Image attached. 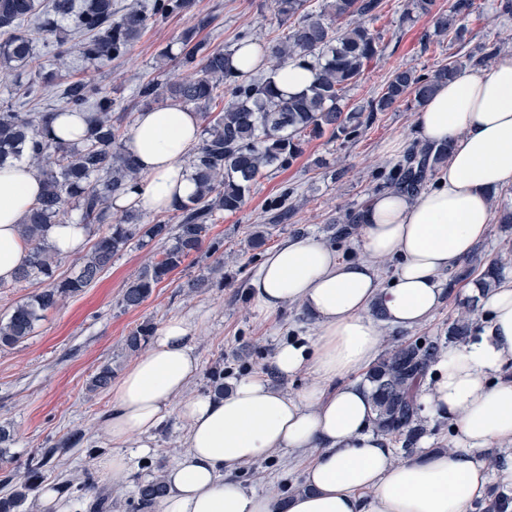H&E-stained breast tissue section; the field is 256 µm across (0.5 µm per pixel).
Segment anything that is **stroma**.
<instances>
[{"mask_svg": "<svg viewBox=\"0 0 512 512\" xmlns=\"http://www.w3.org/2000/svg\"><path fill=\"white\" fill-rule=\"evenodd\" d=\"M191 12L153 24L122 58L102 69H93L71 51L64 77L35 101L22 97L21 85L27 75L0 83V107L18 112H43L58 103L57 91L70 81L92 78L116 101L123 132H130L137 109L134 94L139 84L153 76L157 54L176 45L181 34L194 27L200 17H211L201 35L213 45L234 49L240 33H248L259 48H267L283 33L272 0H194ZM404 0H388L384 15L372 22L383 36L382 51L371 62L364 78L346 94L350 108L366 105L380 91L390 74L399 68L430 72L447 63L455 48L437 42L430 18L405 22L401 19ZM497 0H475L476 9L467 26L475 41L512 44V19L498 16ZM416 106H399L377 113L357 139H312L302 155L287 168L265 173L253 186L242 208L217 218L210 234L224 241V281L191 293L186 284L200 268L182 265L154 289L134 310L123 309L121 295L130 280L157 251L156 246L131 245L116 256L111 267L88 288L68 297L62 306L48 313L35 333L12 349H0V424L10 426L13 440L6 450L15 465L25 464L60 440L70 430L84 429L88 441L80 448L57 454L45 473L49 483L60 484L67 498L74 488L92 482L95 489L112 494V512H136L135 491L139 483L167 470L185 453L184 424L171 413L155 434L152 448L134 454L132 472L120 487H113L99 467L115 448L99 423L108 411L110 391L91 393L87 383L95 369L111 363L115 375H122L136 357L125 348V338L137 325H160L169 318L192 314L202 319L195 339L201 370L191 392L210 389L208 371L223 363L225 384L248 376L268 373L277 345L290 337H312L315 326L295 305L274 313L259 312L248 294V286L267 253L283 240L313 236L334 248L340 258L356 259L360 233L338 236L335 221L347 211L362 206L373 194L387 190L389 175L400 154L388 145L400 140L404 147L417 141ZM292 190L291 211L286 220L272 221V209L285 190ZM263 231L265 243L249 247L254 231ZM470 297L450 295L432 320L415 330H385L383 349L414 340H444L448 326L461 315H473ZM474 317V315H473ZM474 317V328H482ZM238 480L259 493L285 496L301 487L302 466L283 452L272 451L258 463L240 467Z\"/></svg>", "mask_w": 512, "mask_h": 512, "instance_id": "35a3bbf8", "label": "stroma"}]
</instances>
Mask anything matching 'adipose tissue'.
<instances>
[{
    "label": "adipose tissue",
    "instance_id": "ef3b65f1",
    "mask_svg": "<svg viewBox=\"0 0 512 512\" xmlns=\"http://www.w3.org/2000/svg\"><path fill=\"white\" fill-rule=\"evenodd\" d=\"M200 132L199 114L176 101L138 112L127 148L141 179L114 198L113 212L160 213L192 196L183 157ZM416 132L448 147L438 184L415 196L372 195L362 209L361 258L340 259L314 237L291 238L267 254L249 283L260 312L294 304L313 321V339L281 343L271 370L282 378L308 370L314 383L293 395L251 376L221 397L190 393L200 371L198 325L167 320L112 387L101 428L118 452L100 463L110 480L129 476L122 447H148L176 400L187 451L167 472L159 512H471L492 481L512 486V280L481 296L483 333L444 351L420 387L423 406L453 426L451 448L398 457L373 428L376 412L362 382L383 327L412 330L432 318L446 300L440 274L460 268L486 240L492 201L512 188V55L440 84L417 112ZM40 192L28 165L0 168L1 281H14L26 262L19 222ZM392 256L398 264L386 285L380 262ZM275 449L310 458L305 490L285 499L234 476Z\"/></svg>",
    "mask_w": 512,
    "mask_h": 512
}]
</instances>
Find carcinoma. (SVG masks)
<instances>
[{
    "label": "carcinoma",
    "instance_id": "1",
    "mask_svg": "<svg viewBox=\"0 0 512 512\" xmlns=\"http://www.w3.org/2000/svg\"><path fill=\"white\" fill-rule=\"evenodd\" d=\"M193 0H139L120 15L112 12V0H51L48 7L39 0H0V80L4 75L27 69L35 62L32 32L45 42L56 40L57 60L64 65L72 35L80 37L78 48L91 64H105L124 56L148 26L160 19L177 16L192 7ZM310 0H274L286 33L269 47L276 60L274 69L286 64L309 67L311 84L292 96L283 94L274 82L244 79L231 65L233 51L214 47L192 32L179 38V51L164 49L157 55L154 70L158 77L139 85L136 97L143 108H159L169 100L179 101L202 115L207 124L203 136L188 154L187 168L196 185L191 201L177 202L172 211L177 224L143 223V215L125 211L113 218L112 197L135 187L140 172L123 144L120 126L112 116L115 100L92 80L65 85L60 106L51 112H15L0 108V165L8 160L24 161L36 170L41 192L20 224L29 245L27 263L16 282L38 280L42 290L16 305L0 319V348L24 342L44 319L74 293L90 286L112 264V258L138 240L157 243L162 251L143 267L122 294L121 306L137 308L153 289L178 269L189 257L214 255L224 241L207 238L218 215L241 209L262 171L289 167L302 154L305 140L325 133L351 139L366 127L377 112H388L401 103L422 105L435 86L461 70L462 62L450 61L428 74L412 68L395 70L367 106L346 111L341 106L347 91L360 82L365 67L381 52L382 35L366 25L378 18L384 0H324L320 9L309 8ZM474 0H449L448 9L437 0H406L402 20L419 15L434 18V33L449 39L464 52V58L483 64L495 57L499 47L472 43L465 21ZM73 20V29L60 30V21ZM193 69L190 76L164 78L169 62ZM54 74L29 82L22 95L35 99L42 95ZM231 100L217 114L209 112L219 94ZM85 112L88 132L79 142H62L51 136L58 114ZM448 158V148L424 145L409 151L393 169L389 186L419 192L427 186L436 167ZM75 211L79 223L89 228H106L76 270L65 278L56 276L54 252L45 239L47 227L60 224ZM502 261L489 262L481 274L484 287L498 282ZM223 265L206 267V273L188 282L196 291L208 287L221 274ZM153 326L145 323L126 337V348L134 353L148 341ZM472 335L471 323L456 320L448 325V340L463 342ZM437 341H415L387 352L369 372L376 410L375 428L401 444L404 454L412 453L424 428L417 399L419 382L440 356ZM112 383V366L101 365L89 382L92 392ZM85 433L76 430L54 446L31 458L25 470L4 468V486L11 491L0 497V512H20L29 493L43 479L44 467L63 448L82 445ZM165 479L154 477L138 485L140 509L156 507L166 495ZM477 512H512V498L491 494L477 505Z\"/></svg>",
    "mask_w": 512,
    "mask_h": 512
}]
</instances>
